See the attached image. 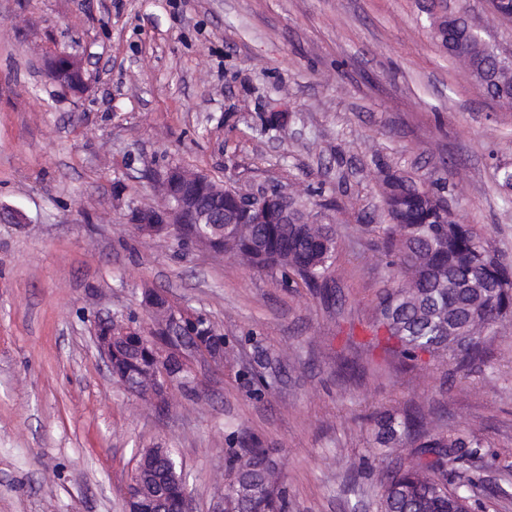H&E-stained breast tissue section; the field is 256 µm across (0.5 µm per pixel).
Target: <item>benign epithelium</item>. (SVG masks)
Instances as JSON below:
<instances>
[{"label":"benign epithelium","mask_w":512,"mask_h":512,"mask_svg":"<svg viewBox=\"0 0 512 512\" xmlns=\"http://www.w3.org/2000/svg\"><path fill=\"white\" fill-rule=\"evenodd\" d=\"M76 73L84 89L90 88L92 74L86 69V58L67 50L52 52L44 59L42 71L47 82L60 88L67 99L76 98L80 93L67 85L54 81V75L60 68ZM154 189L163 199L158 207H145L131 204L126 215L127 223L151 236L165 234L174 226L181 224H286L288 209L277 215L271 214L265 201L271 193L277 191L283 196L288 192L277 185L261 186L250 192L241 191L231 185L224 186L209 176L193 172L184 166L172 163L151 175ZM140 306L149 321V331L161 330L162 335L173 330L180 336L216 335V330L209 321H201V315L190 313L174 305L166 294L156 288H144L141 293ZM145 334L141 324L130 318H117L110 314L96 316L92 321V335L95 347L107 367H112V343L129 336ZM175 354L183 361V369L192 370L197 358H205L216 365L222 364L224 346L217 348L198 347L174 348L164 347L156 356L159 363ZM190 378L173 379L165 369L142 380L141 384H123L128 391L139 394L151 406H156V397L149 387L154 385L165 395H170L174 387L184 390L192 388Z\"/></svg>","instance_id":"obj_1"}]
</instances>
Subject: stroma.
<instances>
[{
  "label": "stroma",
  "mask_w": 512,
  "mask_h": 512,
  "mask_svg": "<svg viewBox=\"0 0 512 512\" xmlns=\"http://www.w3.org/2000/svg\"><path fill=\"white\" fill-rule=\"evenodd\" d=\"M465 11L503 52L512 21L488 0H0V512H121L143 448L173 449L194 512H213L237 438L274 449L288 512H381V482L412 458L374 420L416 410L483 441L474 512H512V321L480 372L385 363L365 340L393 286L380 184L390 169L444 186L464 223L512 263V111L436 43ZM92 50L78 103L41 74L50 49ZM177 162L243 188L314 192L338 232L335 290L148 238L128 202ZM164 290L224 336L168 415L115 384L97 313L139 314Z\"/></svg>",
  "instance_id": "1"
}]
</instances>
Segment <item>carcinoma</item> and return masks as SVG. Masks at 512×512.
<instances>
[{"instance_id":"obj_1","label":"carcinoma","mask_w":512,"mask_h":512,"mask_svg":"<svg viewBox=\"0 0 512 512\" xmlns=\"http://www.w3.org/2000/svg\"><path fill=\"white\" fill-rule=\"evenodd\" d=\"M448 56L468 58L476 76L488 81L487 91L512 85V73L495 76L493 54L465 37V21L452 18L441 24ZM445 187L422 188L414 180L392 173L381 184L383 207L389 223L379 226L401 284L380 295L373 326L377 340L392 361L411 364L424 354L451 365L448 374L478 368L482 345L469 336L448 339L445 325L483 324L512 320V265L506 263L471 224L447 209ZM339 243L332 224H226L224 252L256 268L277 269L308 286L328 288ZM153 365L150 348L134 339L116 343L112 350V378H136ZM377 442L408 443L418 449L422 464L400 466L387 472L383 512H450L464 499L459 512H470L468 487L475 477L448 487V463L467 470L481 458V441L464 433H432L418 414L377 419ZM242 453L230 461L237 484L226 497L224 512H286V490L269 455L253 437L239 441ZM247 465L237 468L239 458ZM139 465L148 469L153 483L161 482V502L144 494L140 512H180L185 478L173 451L144 448Z\"/></svg>"}]
</instances>
